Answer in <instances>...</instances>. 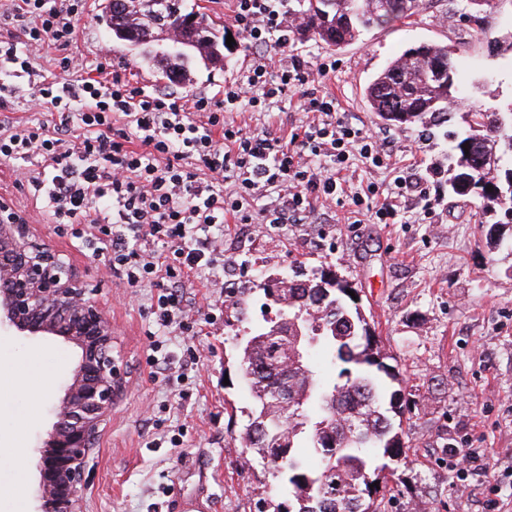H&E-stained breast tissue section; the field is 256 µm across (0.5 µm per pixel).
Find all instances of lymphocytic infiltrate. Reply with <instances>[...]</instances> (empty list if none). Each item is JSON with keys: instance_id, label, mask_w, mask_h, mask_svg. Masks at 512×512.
I'll return each mask as SVG.
<instances>
[{"instance_id": "f902f5d3", "label": "lymphocytic infiltrate", "mask_w": 512, "mask_h": 512, "mask_svg": "<svg viewBox=\"0 0 512 512\" xmlns=\"http://www.w3.org/2000/svg\"><path fill=\"white\" fill-rule=\"evenodd\" d=\"M83 0H19L0 13L18 30L0 39V164L25 166L29 182L56 223L90 228L97 251L129 286L149 284L158 337L187 328L186 282L224 265L219 246L227 223H253L252 204L264 188L288 186L268 224L304 221L311 197L344 194L351 155L378 165L390 155L388 141L336 115V103L313 91L324 67L284 62L296 25L277 0H234V19L258 60L224 89L223 98L196 95L191 106L175 96L133 84L112 70L109 54L94 65L69 49ZM59 51V71L35 84L31 98L51 106L54 120H19L9 110L11 79L33 74L46 49ZM111 71L107 81L89 69ZM313 113L303 130L283 141L274 133L248 134L227 120L245 105H267L286 93ZM233 180L234 193L224 191Z\"/></svg>"}]
</instances>
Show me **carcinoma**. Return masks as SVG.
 Segmentation results:
<instances>
[{"mask_svg": "<svg viewBox=\"0 0 512 512\" xmlns=\"http://www.w3.org/2000/svg\"><path fill=\"white\" fill-rule=\"evenodd\" d=\"M299 30L329 47L360 39L368 29L409 18L419 0H298ZM194 20L193 45L186 52L152 50L149 58L171 83L186 80V61L224 66V35L206 15L186 12L182 0H110L102 20L110 33L124 30L140 40L176 31L182 19ZM457 48L420 42L391 59L365 89L371 111L389 127L418 125L448 139V193L482 199V212L494 216L490 231L512 224V100L453 108L460 98ZM493 191H488V188ZM325 272L308 279L292 277L264 285L267 299L279 306V319L261 327L242 349L243 375L251 385L253 409L243 437L245 448L260 457L288 493L273 512H382L374 482L389 462L404 454L403 431L393 416L407 403L387 380L391 366L374 348L371 326L353 287L342 279L321 293ZM300 326L306 336V362L283 370L285 347ZM322 356L346 365L339 379L314 370ZM288 390L292 409L276 403ZM320 457L306 468L302 453Z\"/></svg>", "mask_w": 512, "mask_h": 512, "instance_id": "carcinoma-1", "label": "carcinoma"}]
</instances>
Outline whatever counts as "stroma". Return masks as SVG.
<instances>
[{
	"instance_id": "obj_1",
	"label": "stroma",
	"mask_w": 512,
	"mask_h": 512,
	"mask_svg": "<svg viewBox=\"0 0 512 512\" xmlns=\"http://www.w3.org/2000/svg\"><path fill=\"white\" fill-rule=\"evenodd\" d=\"M205 7L236 37L223 67L194 63L191 80L168 86L145 65L143 50L113 40L97 18L102 0H85L72 50L95 60L109 48L112 62L131 82L176 96L223 91L256 61L233 18L232 0H184ZM512 32V0H491L475 14H460L452 0H423L410 20L372 28L357 43L329 47L292 36L285 59L324 66L317 95L334 99L339 116L394 141L387 164L353 157V190L374 188L378 197L395 179L412 173L422 197L396 198L390 224L358 223L348 197L312 200L302 224H278L260 239L245 238V225L224 232V277L249 289L246 321L232 318L230 298L191 312L192 331L163 348L174 364L196 362L178 390L149 374L147 355L155 330L149 285L127 287L103 255L62 224L51 223L20 170L0 164V196L46 244L97 288L112 320L126 371L125 389L94 454L83 512H166L177 496L211 495L207 512H255L258 499L278 494L277 481L260 459L249 458L241 436L253 400L239 367L238 349L253 330L276 318L261 283L311 277L327 271L356 288L360 308L378 346L402 381L409 411L403 417L406 457L388 477L386 512H484L489 501L512 496V224L503 243L479 221V198L449 195L448 142L426 138L418 126L394 129L371 112L364 90L373 75L422 41L464 44L460 78L483 81V91L463 106L512 96V52L489 54L487 41ZM246 132L270 130L290 139L307 123L293 93L265 112L230 113ZM80 349L61 340L0 333V512H36L37 448L64 395L63 382ZM486 448L496 461L478 478H463L451 448Z\"/></svg>"
}]
</instances>
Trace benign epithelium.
I'll return each instance as SVG.
<instances>
[{"label":"benign epithelium","mask_w":512,"mask_h":512,"mask_svg":"<svg viewBox=\"0 0 512 512\" xmlns=\"http://www.w3.org/2000/svg\"><path fill=\"white\" fill-rule=\"evenodd\" d=\"M0 330L54 336L81 350L39 446L37 512H82L89 462L124 381L97 290L0 199Z\"/></svg>","instance_id":"benign-epithelium-1"}]
</instances>
